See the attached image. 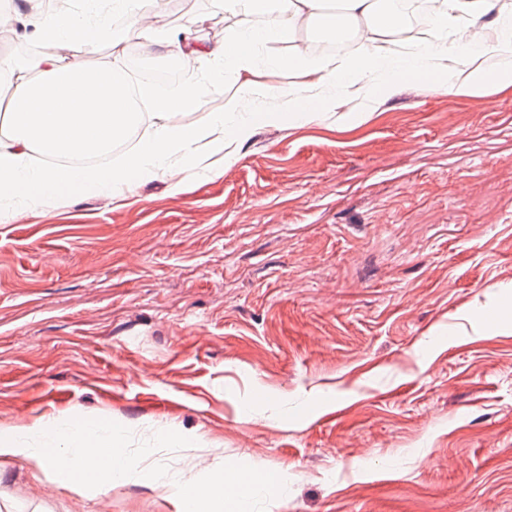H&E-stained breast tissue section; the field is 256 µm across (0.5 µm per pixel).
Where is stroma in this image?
Here are the masks:
<instances>
[{"label":"stroma","mask_w":512,"mask_h":512,"mask_svg":"<svg viewBox=\"0 0 512 512\" xmlns=\"http://www.w3.org/2000/svg\"><path fill=\"white\" fill-rule=\"evenodd\" d=\"M0 57L34 64L22 0ZM211 47L237 17L171 0ZM307 42L261 46L290 87ZM240 79L223 66L197 126ZM328 118L199 143L184 184L64 189L0 221V433L120 428L105 496L0 456V512H177L169 480L277 469L249 512H512V88L312 94Z\"/></svg>","instance_id":"stroma-1"}]
</instances>
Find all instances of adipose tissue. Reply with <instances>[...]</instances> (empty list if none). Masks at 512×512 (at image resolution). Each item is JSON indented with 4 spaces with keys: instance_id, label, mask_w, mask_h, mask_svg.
Returning <instances> with one entry per match:
<instances>
[{
    "instance_id": "1",
    "label": "adipose tissue",
    "mask_w": 512,
    "mask_h": 512,
    "mask_svg": "<svg viewBox=\"0 0 512 512\" xmlns=\"http://www.w3.org/2000/svg\"><path fill=\"white\" fill-rule=\"evenodd\" d=\"M224 12L238 16L239 25L225 34L223 46L198 49L190 43L153 27L151 21L167 9V0H112L110 13L95 19L63 17L44 10L41 0H30L39 33L54 41L57 52L44 59L40 73L29 78L26 69L0 60V75H8L13 94L7 104L9 124L0 130V202L29 206L35 198L74 186L85 191L122 197L138 182L164 177L172 188L184 182V168L174 155L190 159L195 145L210 140L224 149L247 139L254 122L292 125L319 121L320 113L308 106L306 93L314 87H351L369 72H376L382 87L389 88L413 75L429 73L430 63L441 56L474 59L493 50L512 48V0H433L432 15L425 21L414 51L400 49L389 37L397 26L394 14H381L380 0H340L341 11L328 13L325 0H216ZM273 13L274 25L259 28L252 17ZM495 14L494 26L482 19ZM123 15L128 26L168 56L177 57L186 72L182 86L172 98L159 100L140 148L122 164L107 170L83 167H45L43 157L61 153L85 156L111 148L131 125V104L126 88L118 84L120 61L111 69L90 70L83 54L100 42L119 44L124 33L112 25L113 15ZM313 26L325 33L345 25L359 30L362 53L354 58H328L316 65L301 64L292 87L295 107L287 117L260 112L253 120L236 119L238 99L225 105L224 113L199 126L180 119L182 109L201 105L206 86L203 74L212 72L213 60H230L243 76L240 92L255 86L256 77L272 75L276 63L260 56L256 45L276 42L300 26ZM453 29L451 44L437 36ZM451 94L484 96L489 87L512 86V71L487 72L476 68L465 74H449L441 82ZM122 436L114 427L67 426L47 418L19 432L0 433V456H20L41 471L54 470L64 482L90 486L110 493L114 484L129 481L137 471L121 450ZM280 471H238L225 464L223 471L203 472L191 484L172 482L179 512H200L210 506L216 512H247L252 496L281 485Z\"/></svg>"
}]
</instances>
